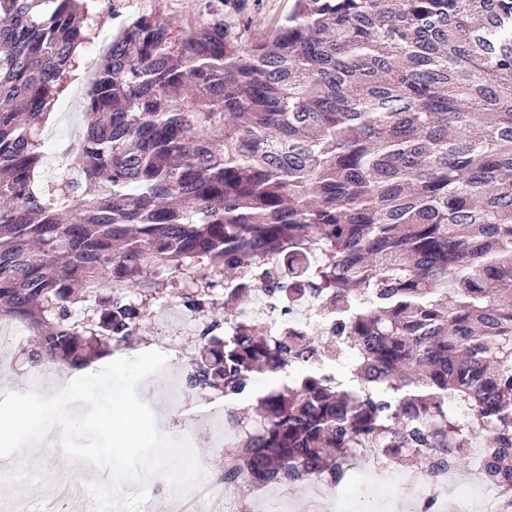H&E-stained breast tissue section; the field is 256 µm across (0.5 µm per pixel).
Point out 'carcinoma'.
Instances as JSON below:
<instances>
[{"mask_svg": "<svg viewBox=\"0 0 512 512\" xmlns=\"http://www.w3.org/2000/svg\"><path fill=\"white\" fill-rule=\"evenodd\" d=\"M94 8L0 0V316L30 359L126 348L178 295L209 319L187 385L255 400L224 481L337 483L356 448L457 469L481 437L512 488V0H295L264 41L136 18L79 177L38 181ZM253 288L319 297L336 340L236 320Z\"/></svg>", "mask_w": 512, "mask_h": 512, "instance_id": "obj_1", "label": "carcinoma"}]
</instances>
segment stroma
Masks as SVG:
<instances>
[{"label": "stroma", "mask_w": 512, "mask_h": 512, "mask_svg": "<svg viewBox=\"0 0 512 512\" xmlns=\"http://www.w3.org/2000/svg\"><path fill=\"white\" fill-rule=\"evenodd\" d=\"M294 0H97L95 15L89 22L92 40H99L102 33H117L126 23L138 16H157L170 21L175 34H182L187 27L209 21L221 15L225 23L249 28L251 35L265 39L276 27L284 23L292 12ZM84 91L78 78H71L61 95L70 108L56 112L53 121L44 128L57 149L67 150L73 131L80 128L79 112ZM165 324L158 315H150L147 327L141 331L130 348L121 355L132 358L148 351L158 350L169 361L190 359L198 339L197 332L187 330L178 336H163ZM180 385L173 395L181 400L184 413L171 412L168 404L158 397L154 379L139 384V396L155 411L158 427L166 436L177 438L186 413L203 415L210 410L224 408L223 395L206 391H193L182 387L183 370L173 372ZM229 457L225 448H206L199 459L206 471V480L198 484L196 494L201 499L204 512H224L225 499H232L236 512H306L313 495L306 485H269L252 490L249 495L226 496L224 491V464ZM362 471L353 468L336 487V495L327 499L330 512H382L384 504L374 498L361 483ZM105 470L89 474L78 462H64L62 456L45 452L30 457L14 458L11 466L0 465V484L9 492L0 496L6 512H41L43 504L59 499L60 512H91L86 487L95 481L107 480Z\"/></svg>", "instance_id": "obj_1"}]
</instances>
